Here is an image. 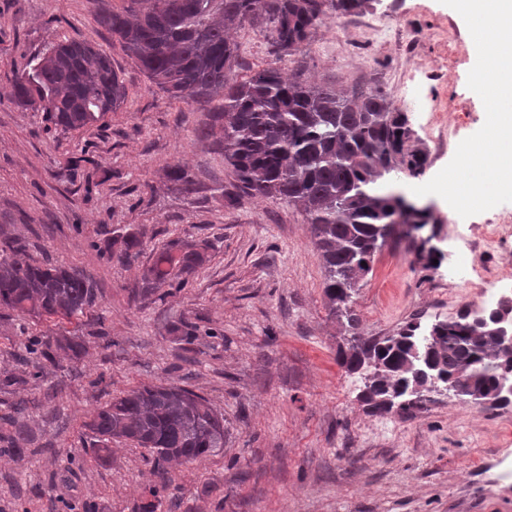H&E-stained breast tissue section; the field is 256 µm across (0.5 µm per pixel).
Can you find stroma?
Returning a JSON list of instances; mask_svg holds the SVG:
<instances>
[{
    "label": "stroma",
    "instance_id": "stroma-1",
    "mask_svg": "<svg viewBox=\"0 0 512 512\" xmlns=\"http://www.w3.org/2000/svg\"><path fill=\"white\" fill-rule=\"evenodd\" d=\"M369 12L420 35L409 65L390 47L373 67L337 52L331 14L303 53L282 61L261 27L232 31L238 72L277 65L317 85L376 82L391 95L413 84L424 106L408 115L415 139L425 141L434 117L455 140L477 132L486 114L467 86L476 47L460 14L441 0H374ZM63 38L110 54L126 89L117 111L81 130L18 105L9 82ZM201 118L151 84L89 0H0V239L18 243V260L83 272L97 294L71 318L0 308V512H137L150 500L155 512H512V405L436 395L410 414L370 412L339 362L348 333L327 306L310 225L281 201L230 203L232 170L213 139L195 136ZM174 168L195 178V191L169 178ZM422 201L451 259L496 213L512 212L504 203L462 219L439 196ZM130 238L138 255L120 260ZM172 240L207 242L202 265L165 298L137 299ZM507 259L512 225L497 251L469 259L473 278L487 280L478 301L512 289ZM448 289L447 266L422 268L404 242L385 246L354 298L361 334L383 335L416 313L454 317ZM36 336L46 354L28 353ZM72 337L85 343L77 358L63 347ZM160 382L223 414V451L169 463L163 477L152 451L129 440L98 458L87 427L98 409ZM17 404L28 425L20 458L4 422Z\"/></svg>",
    "mask_w": 512,
    "mask_h": 512
}]
</instances>
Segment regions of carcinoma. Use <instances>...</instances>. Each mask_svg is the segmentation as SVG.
<instances>
[{
	"label": "carcinoma",
	"mask_w": 512,
	"mask_h": 512,
	"mask_svg": "<svg viewBox=\"0 0 512 512\" xmlns=\"http://www.w3.org/2000/svg\"><path fill=\"white\" fill-rule=\"evenodd\" d=\"M95 20L170 98L208 112L198 128L217 136L234 175L231 202L266 198L288 203L310 224L325 271L324 294L351 336L340 363L351 374L374 372L367 405L388 412L386 400L431 376L458 383L469 371L484 390L495 388L499 362L488 329L466 317L424 320L413 315L385 336L356 333V271L389 243L406 240L416 262L435 267L442 257L413 232L435 226L433 214L395 190L401 174L425 173L427 153L415 145L408 118L378 85L346 92L310 85L266 68L247 79L236 73L238 49L230 31L260 22L274 51L295 55L327 10L350 14L367 0H90ZM17 102L38 106L47 120L71 130L105 119L124 102L125 86L109 54L82 40L51 46L30 69L15 71ZM178 247L175 256L171 249ZM0 241V306L48 318H70L93 306L96 290L85 274L63 266L33 265L8 256ZM203 262L197 245L170 242L144 275L141 295L183 286ZM418 348L414 377L402 371ZM87 427L106 444L131 439L164 462L192 463L224 448V416L185 387L144 385L100 408Z\"/></svg>",
	"instance_id": "obj_1"
}]
</instances>
